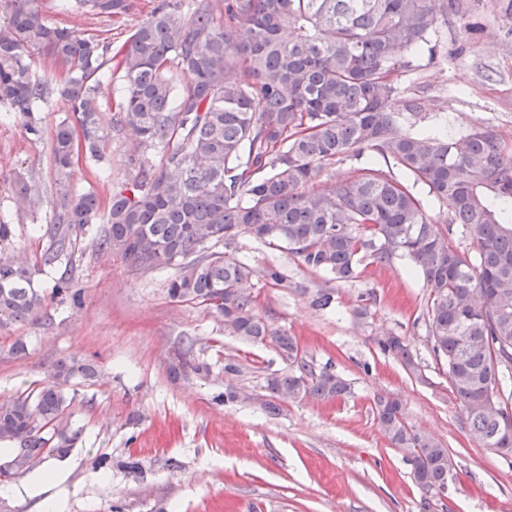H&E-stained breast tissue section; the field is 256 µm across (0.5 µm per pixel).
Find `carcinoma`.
I'll list each match as a JSON object with an SVG mask.
<instances>
[{"mask_svg":"<svg viewBox=\"0 0 512 512\" xmlns=\"http://www.w3.org/2000/svg\"><path fill=\"white\" fill-rule=\"evenodd\" d=\"M75 2L97 16L127 10V0ZM0 13L9 18L0 28V104L34 136V100L57 93L69 105L51 133L59 223L46 225L48 246L31 266L0 252V329L42 308L36 274L90 234L98 252L133 272L174 269L170 300L203 304L228 334L273 345L288 363L266 381L275 401L264 410L275 416L283 401L341 399L351 387L337 373L315 372L295 338L256 312L244 288L255 270L234 254L238 237L283 245L339 282L355 278L365 258H404L428 288V337L471 435L512 452V415L482 408L512 373V143L489 125L428 133L417 127L419 103L399 109L389 79L448 15L469 25L461 0H161L119 62L134 176L113 187L103 213L96 193H75L70 179L75 150L107 159L98 88L111 44L54 25L37 0H0ZM41 54L62 63L65 77H37L32 62ZM365 152L384 166L369 162L330 190L315 188L325 166ZM419 185L448 204L473 254L450 246L426 217ZM16 195L29 207L39 197L22 178ZM53 293L78 304L82 290L63 275ZM379 347L413 366L403 338ZM96 375L91 363L61 361L50 383L0 402V441L16 445L0 467L3 483L68 451L76 436L58 431L68 407L62 385ZM375 410L419 490H445L454 469L448 449L405 423L399 399L379 396Z\"/></svg>","mask_w":512,"mask_h":512,"instance_id":"carcinoma-1","label":"carcinoma"}]
</instances>
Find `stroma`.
Returning <instances> with one entry per match:
<instances>
[{"instance_id": "1", "label": "stroma", "mask_w": 512, "mask_h": 512, "mask_svg": "<svg viewBox=\"0 0 512 512\" xmlns=\"http://www.w3.org/2000/svg\"><path fill=\"white\" fill-rule=\"evenodd\" d=\"M57 0H38L53 24L108 39L120 52L159 0H129L128 12L98 18L63 12ZM470 31L449 19L434 52L405 55L390 78L399 101L419 100L422 127L441 135L492 124L512 141V13L508 0H464ZM101 123L111 129L108 163L79 160L72 187L108 201L114 183L132 178L126 167L132 138L119 123L120 89L103 77ZM42 133L33 136L4 118L0 105V213L14 226L10 251L36 262L47 245L40 226L56 221L50 134L67 111L60 99L38 101ZM36 185V209L19 205L17 179ZM234 252L255 269L285 268L277 286L253 277L256 310L294 336L315 370L340 373L351 385L341 400L306 398L267 415L266 379L288 365L268 344L228 335L220 317L166 295L170 270L146 275L120 257L95 252L80 239L70 261L35 277L44 297L38 318L0 331V400L41 388L54 364L78 360L97 366L95 380L71 383L65 421L78 438L62 456L64 476L51 494L61 512H512V454L484 447L469 432L448 383L447 368L428 338V290L403 259L364 260L347 282L307 270L287 249L248 236ZM82 290V306L52 294L61 274ZM331 294L312 307L317 290ZM385 336L406 337L415 370L382 353ZM23 351H16V343ZM208 363L209 375L175 377L182 358ZM235 361L240 376L227 379ZM239 391L223 401L227 385ZM397 396L404 421L442 441L455 463L441 500L423 507L403 450L382 432L374 399ZM179 462L170 468L169 459ZM138 460L140 473L125 469Z\"/></svg>"}]
</instances>
